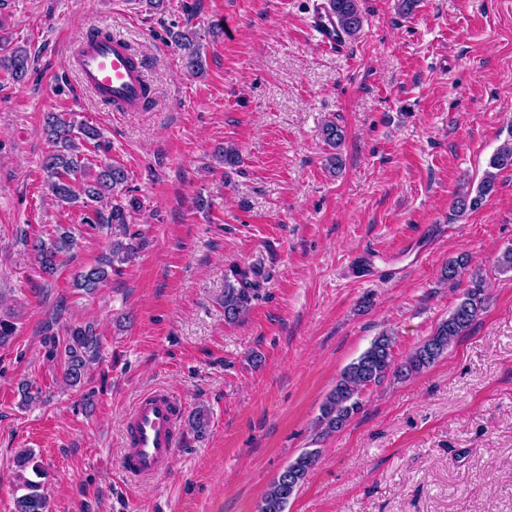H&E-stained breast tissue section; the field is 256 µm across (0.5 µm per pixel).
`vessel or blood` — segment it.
<instances>
[{
    "label": "vessel or blood",
    "instance_id": "1",
    "mask_svg": "<svg viewBox=\"0 0 512 512\" xmlns=\"http://www.w3.org/2000/svg\"><path fill=\"white\" fill-rule=\"evenodd\" d=\"M310 29L322 48H341L342 38L328 11L312 13ZM66 61L81 87L99 102L116 112L140 111L150 83L142 59L127 39L105 31L82 35L72 44ZM181 411L179 399L164 389L135 403L120 457L126 475L149 480L170 471L180 443Z\"/></svg>",
    "mask_w": 512,
    "mask_h": 512
}]
</instances>
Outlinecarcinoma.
Returning a JSON list of instances; mask_svg holds the SVG:
<instances>
[{
  "label": "carcinoma",
  "instance_id": "1",
  "mask_svg": "<svg viewBox=\"0 0 512 512\" xmlns=\"http://www.w3.org/2000/svg\"><path fill=\"white\" fill-rule=\"evenodd\" d=\"M328 8L344 37L354 39L359 35L364 22L360 0H328ZM167 35L183 52L185 69L193 75L203 73L201 44L195 33L170 29ZM30 61L26 49L0 40V70L8 73L12 80L22 82L26 79ZM44 134L55 146V150L46 157L43 170L45 182L56 203L68 207L80 203L91 212L85 223L108 225L119 232V236L112 240L108 254L74 276V287L92 294L108 281L110 274L121 272L122 266L131 262L142 247L138 234L130 232L128 227L136 201L123 196L122 189L127 182L123 167L107 164L92 173L79 164V143H99L100 132L96 127L50 113L46 117ZM511 166L512 138L504 141L492 155L476 190L453 201L455 215L480 209L495 190L497 171ZM75 245L72 233L60 227L51 238L34 240L31 251L41 272L53 277L62 266L64 256ZM259 277V271L254 268H229L224 284L225 320L237 321L249 312L251 302L260 290ZM485 304L483 281L476 277L448 318L441 321L398 367L392 353L393 337L384 333L377 336L370 347L342 371L336 385L323 400L315 421L320 434L330 436L342 431L361 410L360 394L364 389L381 382L388 374L407 376L433 366L455 340L470 329L485 310ZM43 333L46 357L61 364L64 384L70 388L87 387L88 368L96 360L100 348V337L94 325H74L67 330V336L60 338L48 324ZM318 460L319 451L310 450L290 462L287 468L293 472V489L273 479L257 505V512H286L289 501L307 481ZM23 487L25 493L17 497L15 512H50V502L40 483L26 480Z\"/></svg>",
  "mask_w": 512,
  "mask_h": 512
}]
</instances>
